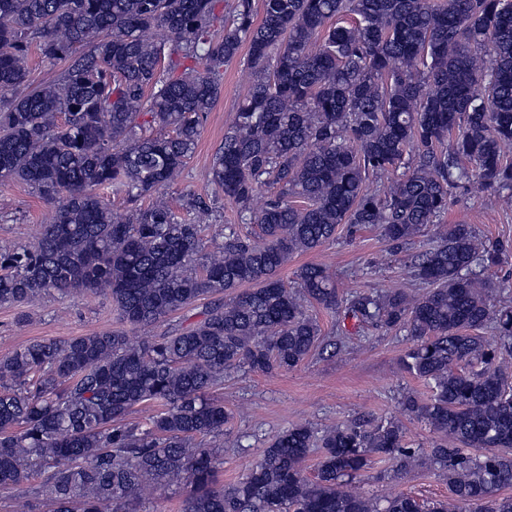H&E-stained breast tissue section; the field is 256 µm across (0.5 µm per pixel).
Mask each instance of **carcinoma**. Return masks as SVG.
Listing matches in <instances>:
<instances>
[{
	"label": "carcinoma",
	"instance_id": "carcinoma-1",
	"mask_svg": "<svg viewBox=\"0 0 512 512\" xmlns=\"http://www.w3.org/2000/svg\"><path fill=\"white\" fill-rule=\"evenodd\" d=\"M219 3L0 0V178L50 207L35 245L0 249V304L102 291L125 325L0 358V487L54 512H137L160 486L189 488L181 512H448L347 490L379 457L398 473L438 471L473 512H512L500 495L512 488V284L485 276L512 246L440 224L474 177L512 202V0H262L259 19L253 0L221 14ZM34 45L67 63L40 86L27 67ZM244 45L253 80L210 178L260 241L228 226L205 253L212 207L186 192L180 218L165 189ZM271 185L277 194L254 207ZM107 190L129 213L112 211ZM344 224L375 226L408 253L423 292L344 293L315 263L289 288L288 258ZM429 224L439 241L409 252ZM204 299L201 320L129 341L128 330ZM315 306L359 329L406 332L403 368L430 395L407 392L403 410L457 447L423 453L394 419L299 424L217 484L219 449L204 440L230 415L212 390L228 368L300 366L324 345ZM145 405L158 408L146 425L125 422Z\"/></svg>",
	"mask_w": 512,
	"mask_h": 512
}]
</instances>
